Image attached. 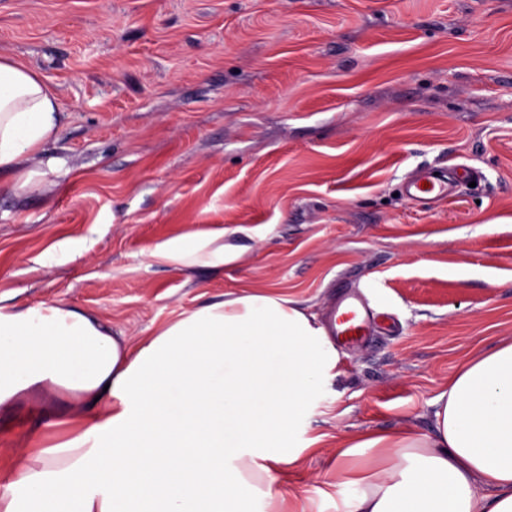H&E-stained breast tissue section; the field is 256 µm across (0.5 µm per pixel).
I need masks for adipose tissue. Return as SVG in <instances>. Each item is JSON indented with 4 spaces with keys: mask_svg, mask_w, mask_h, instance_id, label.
Here are the masks:
<instances>
[{
    "mask_svg": "<svg viewBox=\"0 0 512 512\" xmlns=\"http://www.w3.org/2000/svg\"><path fill=\"white\" fill-rule=\"evenodd\" d=\"M66 121L36 71L0 57V192H38ZM177 270L223 272V232L158 243ZM317 316L274 293L231 295L134 342L97 313L44 301L0 306V406L43 393L70 401L78 435L13 463L0 512H274L295 434L336 375ZM384 468L336 469V512H512V343L468 361L436 401L435 430L361 438Z\"/></svg>",
    "mask_w": 512,
    "mask_h": 512,
    "instance_id": "ef3b65f1",
    "label": "adipose tissue"
}]
</instances>
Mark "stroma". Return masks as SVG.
<instances>
[{
    "instance_id": "35a3bbf8",
    "label": "stroma",
    "mask_w": 512,
    "mask_h": 512,
    "mask_svg": "<svg viewBox=\"0 0 512 512\" xmlns=\"http://www.w3.org/2000/svg\"><path fill=\"white\" fill-rule=\"evenodd\" d=\"M0 56L68 118L39 192L0 193V305L60 301L142 340L224 295L327 319L365 289L395 332L337 350L278 512H335L336 452L431 434L469 358L512 341V0H0ZM481 173L426 208L424 170ZM235 231L215 275L159 242ZM54 251L55 265L43 258ZM65 398L0 408V496L31 434L74 438Z\"/></svg>"
}]
</instances>
